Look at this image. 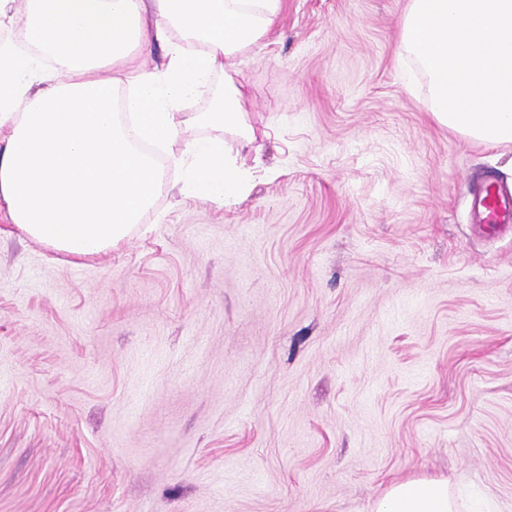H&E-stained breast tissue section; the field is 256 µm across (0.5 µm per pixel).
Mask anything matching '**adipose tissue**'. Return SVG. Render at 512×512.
I'll list each match as a JSON object with an SVG mask.
<instances>
[{"label": "adipose tissue", "mask_w": 512, "mask_h": 512, "mask_svg": "<svg viewBox=\"0 0 512 512\" xmlns=\"http://www.w3.org/2000/svg\"><path fill=\"white\" fill-rule=\"evenodd\" d=\"M0 0V215L75 258L123 241L170 187L143 144L170 153L185 190L220 203L238 196L257 159L251 101L232 57L275 27L282 0ZM165 47L160 67L103 80L133 49ZM220 77L211 111L185 104ZM224 127L241 150L187 142L180 128ZM373 512H481L462 508L444 478L389 485Z\"/></svg>", "instance_id": "1"}]
</instances>
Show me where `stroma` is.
Wrapping results in <instances>:
<instances>
[{"label":"stroma","instance_id":"obj_1","mask_svg":"<svg viewBox=\"0 0 512 512\" xmlns=\"http://www.w3.org/2000/svg\"><path fill=\"white\" fill-rule=\"evenodd\" d=\"M407 0H282L233 66L260 165L77 259L0 221V512H512V145L438 125ZM473 207L481 224L512 223V196L501 194L492 184L476 195ZM481 512L460 504L447 478H409L389 485L375 501L373 512Z\"/></svg>","mask_w":512,"mask_h":512}]
</instances>
